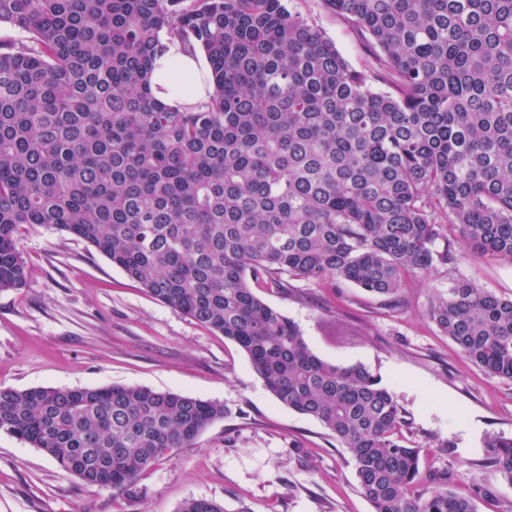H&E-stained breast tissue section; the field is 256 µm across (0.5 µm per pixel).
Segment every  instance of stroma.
Instances as JSON below:
<instances>
[{
  "label": "stroma",
  "instance_id": "1",
  "mask_svg": "<svg viewBox=\"0 0 512 512\" xmlns=\"http://www.w3.org/2000/svg\"><path fill=\"white\" fill-rule=\"evenodd\" d=\"M285 3L353 69L372 73L362 37L325 0ZM19 248L28 282L0 292V385L141 386L218 401L227 414L129 491L84 483L0 433V512H176L188 498L226 512L243 503L252 512H372L347 451L318 421L279 403L235 343L155 299L81 239L30 226ZM458 281L510 299L512 261L471 258L409 274L393 307L342 280L292 279L257 294L320 358L360 363L380 378L405 414L406 443L423 450L421 472L451 471L452 491L477 512H506L512 484L485 465L483 441L512 437V381L469 362L429 317ZM480 484L488 494H477Z\"/></svg>",
  "mask_w": 512,
  "mask_h": 512
}]
</instances>
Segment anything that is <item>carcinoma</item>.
<instances>
[{
  "label": "carcinoma",
  "mask_w": 512,
  "mask_h": 512,
  "mask_svg": "<svg viewBox=\"0 0 512 512\" xmlns=\"http://www.w3.org/2000/svg\"><path fill=\"white\" fill-rule=\"evenodd\" d=\"M325 2L387 90L283 0H0V25L25 32L0 35V291L26 285L23 227L83 239L325 426L373 512H475L449 471L409 495L424 449L404 443L393 395L365 366L314 354L253 287L286 274L389 300L437 262L512 260V0ZM173 40L207 57L208 102L152 96L154 56ZM430 316L512 380V299L460 281ZM225 415L147 387L0 386V432L104 489L131 490ZM483 447L512 484V437Z\"/></svg>",
  "instance_id": "cac0c4a2"
}]
</instances>
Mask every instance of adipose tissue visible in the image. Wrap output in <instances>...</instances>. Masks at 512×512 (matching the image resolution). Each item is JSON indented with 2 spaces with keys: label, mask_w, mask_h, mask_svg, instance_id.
Segmentation results:
<instances>
[{
  "label": "adipose tissue",
  "mask_w": 512,
  "mask_h": 512,
  "mask_svg": "<svg viewBox=\"0 0 512 512\" xmlns=\"http://www.w3.org/2000/svg\"><path fill=\"white\" fill-rule=\"evenodd\" d=\"M208 65L200 52H187L182 45L170 43L154 63L151 79L153 96L167 105L203 104L210 88L205 81Z\"/></svg>",
  "instance_id": "1"
}]
</instances>
